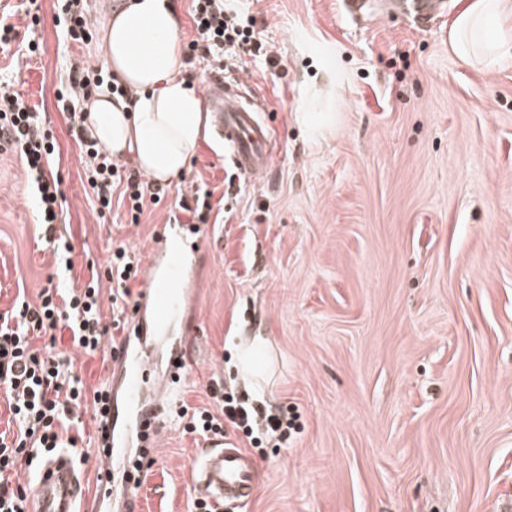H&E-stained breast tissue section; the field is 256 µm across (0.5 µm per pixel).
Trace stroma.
Segmentation results:
<instances>
[{
	"label": "stroma",
	"mask_w": 512,
	"mask_h": 512,
	"mask_svg": "<svg viewBox=\"0 0 512 512\" xmlns=\"http://www.w3.org/2000/svg\"><path fill=\"white\" fill-rule=\"evenodd\" d=\"M259 55L224 56L266 107L272 161L241 173L203 135L186 171L139 225L98 216L57 91L81 59L106 65L114 7L89 0L95 36L64 41L54 0L21 28L39 56L0 82L40 112L59 144L60 233L72 281L113 245L140 257L168 231L181 190L213 193L197 294L199 341L175 386L209 404L213 375L296 412L287 444L255 455L253 495L224 512H500L512 501V58L488 70L456 55L442 11L424 27L378 0L351 17L341 0H226ZM13 152L0 153V312L61 281ZM266 344L261 390L233 365ZM204 440L175 423L135 492L139 512H190Z\"/></svg>",
	"instance_id": "35a3bbf8"
}]
</instances>
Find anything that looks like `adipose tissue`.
<instances>
[{
    "label": "adipose tissue",
    "instance_id": "obj_1",
    "mask_svg": "<svg viewBox=\"0 0 512 512\" xmlns=\"http://www.w3.org/2000/svg\"><path fill=\"white\" fill-rule=\"evenodd\" d=\"M511 18L512 0H460L448 44L459 57L494 67L512 57ZM492 19L503 25L488 44L480 35ZM105 42L111 72L133 96L97 94L87 105V129L113 156H132L149 179L170 181L187 169L204 127L202 101L184 78L187 64L172 0H132L111 17Z\"/></svg>",
    "mask_w": 512,
    "mask_h": 512
}]
</instances>
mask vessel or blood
<instances>
[{
	"mask_svg": "<svg viewBox=\"0 0 512 512\" xmlns=\"http://www.w3.org/2000/svg\"><path fill=\"white\" fill-rule=\"evenodd\" d=\"M206 109L216 139L223 141L237 169L249 175L262 174L270 162V142L267 128L238 87L224 83L218 76L208 77L205 88ZM140 280L145 288V301L131 312L129 335L142 339L151 330H158L170 319L180 316L195 319L193 300L194 280L191 270L172 260L165 274H157L144 266ZM198 342L195 329H188L173 347L179 367L191 364ZM149 369L152 354L144 347H123L112 365L113 410L102 423V433L96 456L100 462L102 494L112 490V460L125 432H135L140 447H156L165 426L164 417L173 393L175 371H169L157 389L156 402L148 409H137L135 420L117 415L120 407L133 406L139 398V382L131 371L132 365ZM195 488L198 497L223 503L248 501L252 495L253 467L251 459L232 442L217 438L197 458ZM81 481L67 456H60L41 474L31 512H84Z\"/></svg>",
	"mask_w": 512,
	"mask_h": 512,
	"instance_id": "1",
	"label": "vessel or blood"
}]
</instances>
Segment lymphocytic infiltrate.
<instances>
[{
  "label": "lymphocytic infiltrate",
  "mask_w": 512,
  "mask_h": 512,
  "mask_svg": "<svg viewBox=\"0 0 512 512\" xmlns=\"http://www.w3.org/2000/svg\"><path fill=\"white\" fill-rule=\"evenodd\" d=\"M190 15L197 37L189 42V53L212 57L220 64L225 48L248 53L261 49L253 42L252 31L224 0H192ZM105 86L114 96L128 94L119 82L109 81L101 68L76 64L57 99L79 141L85 178L99 213L118 205L126 208L136 225L147 203H159L166 190L146 181L138 170L114 162L104 146L87 138L84 104ZM0 149L21 159L25 180L38 201V222L46 247L57 258L69 257L74 244L56 233L63 201L61 181L53 167L59 153L57 140L20 94L4 87L0 88ZM139 261L135 249L118 244L104 270L90 269L83 284L44 287L36 303L21 297L11 311L0 313V393L14 424L12 431H0V512H28L29 488L21 484L19 472L36 479L45 464L67 452L76 465L87 463V455L77 450L84 432L81 411L91 408L97 419L106 415L110 389L102 384L87 390L69 352L58 348V336L68 333L73 348L85 354L105 351L117 357L120 349L115 340L128 328V311L138 306L130 284L137 278ZM106 285L112 290V317L108 320L102 314V288ZM209 394L212 406L178 409L183 433L206 440L230 426L259 450L273 439L287 441L289 431L296 427L294 419L266 411L248 394L225 387L221 378L213 379Z\"/></svg>",
  "instance_id": "obj_1"
}]
</instances>
